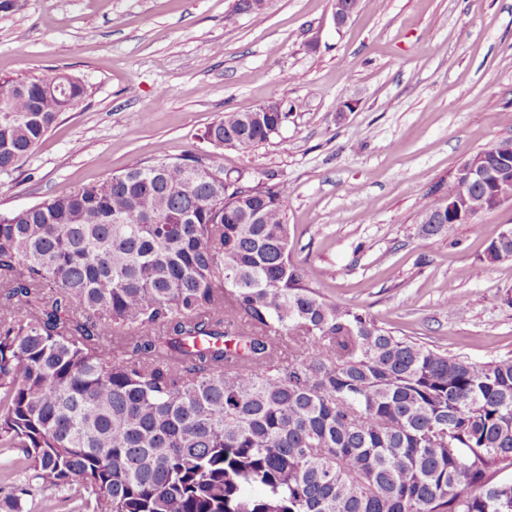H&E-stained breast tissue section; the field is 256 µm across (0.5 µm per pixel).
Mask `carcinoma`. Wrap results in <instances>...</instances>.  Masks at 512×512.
<instances>
[{
  "label": "carcinoma",
  "mask_w": 512,
  "mask_h": 512,
  "mask_svg": "<svg viewBox=\"0 0 512 512\" xmlns=\"http://www.w3.org/2000/svg\"><path fill=\"white\" fill-rule=\"evenodd\" d=\"M267 0H235L253 18ZM85 84L0 78V171ZM226 112L218 149L267 143L289 109ZM441 235L512 199V138L482 150ZM511 173L498 178L503 161ZM195 154L0 213V448L73 512H512V358L477 364L326 299L291 258L288 187L224 186ZM512 255V235L483 262Z\"/></svg>",
  "instance_id": "obj_1"
}]
</instances>
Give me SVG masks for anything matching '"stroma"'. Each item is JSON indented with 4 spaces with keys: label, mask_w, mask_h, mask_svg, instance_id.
Returning <instances> with one entry per match:
<instances>
[{
    "label": "stroma",
    "mask_w": 512,
    "mask_h": 512,
    "mask_svg": "<svg viewBox=\"0 0 512 512\" xmlns=\"http://www.w3.org/2000/svg\"><path fill=\"white\" fill-rule=\"evenodd\" d=\"M65 73L88 89L0 174V212L138 162L209 155L287 184L292 258L327 299L476 363L512 357V260L483 264L512 200L423 236L417 213L473 154L512 138V0H25L0 11V78ZM291 105L249 151L203 134L225 112Z\"/></svg>",
    "instance_id": "obj_1"
}]
</instances>
